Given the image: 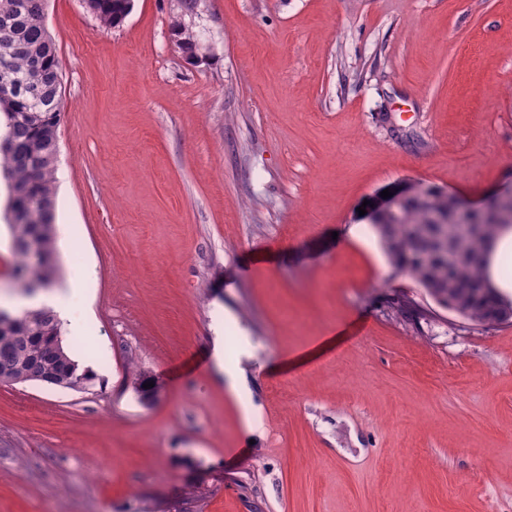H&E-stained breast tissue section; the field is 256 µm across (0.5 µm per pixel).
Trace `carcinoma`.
I'll list each match as a JSON object with an SVG mask.
<instances>
[{"mask_svg":"<svg viewBox=\"0 0 512 512\" xmlns=\"http://www.w3.org/2000/svg\"><path fill=\"white\" fill-rule=\"evenodd\" d=\"M11 15L0 18V170L8 181V228L13 239L43 230V250L58 255L56 220V155L61 120L60 62L45 25L42 0H8ZM88 10L107 30L120 26L130 13V0H86ZM182 19L172 34L188 40L181 50L188 60L202 54ZM460 198L423 185H405L390 198L392 206L375 210L371 223L395 269L414 278L441 305L475 320L493 324L512 310V301L487 293L483 283L492 247L512 221L499 217L496 205L471 210L468 223L456 217ZM448 252L452 260L444 259ZM9 277L21 295L32 286L52 287L59 271L44 272L14 245ZM63 336V323L50 307L30 313L0 307V373L23 376L36 361L47 362L60 376L75 373L84 383L93 375L82 369L71 350L56 358L43 348Z\"/></svg>","mask_w":512,"mask_h":512,"instance_id":"cac0c4a2","label":"carcinoma"}]
</instances>
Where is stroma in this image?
Segmentation results:
<instances>
[{
  "mask_svg": "<svg viewBox=\"0 0 512 512\" xmlns=\"http://www.w3.org/2000/svg\"><path fill=\"white\" fill-rule=\"evenodd\" d=\"M181 15L47 2L97 374L0 385V512H512V321L439 305L358 212L512 191V0H200L195 64ZM131 0H86L88 10L104 29L119 27L130 13Z\"/></svg>",
  "mask_w": 512,
  "mask_h": 512,
  "instance_id": "obj_1",
  "label": "stroma"
}]
</instances>
